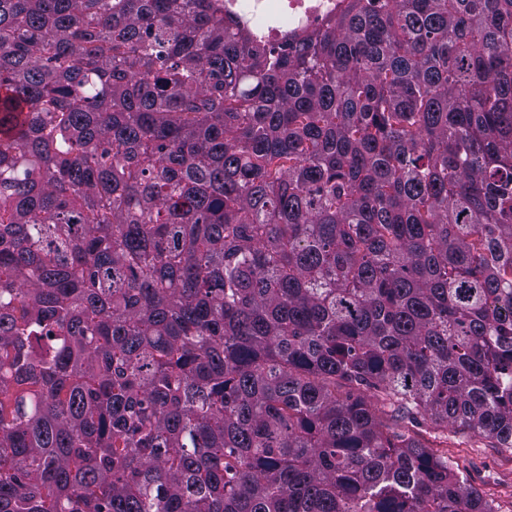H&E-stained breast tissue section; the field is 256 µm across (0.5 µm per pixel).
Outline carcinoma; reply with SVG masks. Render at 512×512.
<instances>
[{"label":"carcinoma","mask_w":512,"mask_h":512,"mask_svg":"<svg viewBox=\"0 0 512 512\" xmlns=\"http://www.w3.org/2000/svg\"><path fill=\"white\" fill-rule=\"evenodd\" d=\"M512 0H0V512H497ZM343 0H224V19L232 18L252 39L287 50L297 34L315 32L336 16ZM448 461L500 512H512V456L467 431L448 432Z\"/></svg>","instance_id":"1"}]
</instances>
